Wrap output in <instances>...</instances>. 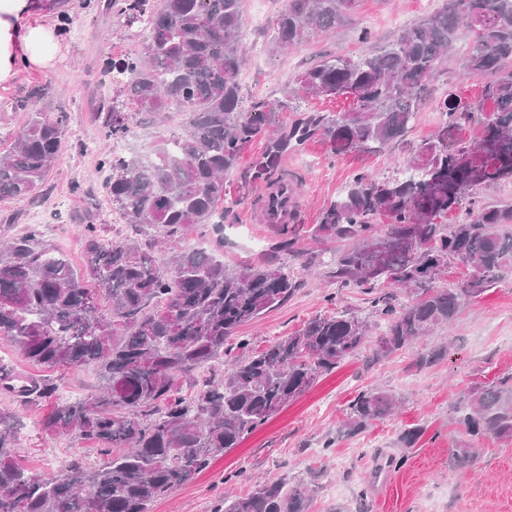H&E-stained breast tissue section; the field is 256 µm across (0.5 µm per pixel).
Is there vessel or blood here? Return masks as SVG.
Here are the masks:
<instances>
[{"label":"vessel or blood","instance_id":"vessel-or-blood-1","mask_svg":"<svg viewBox=\"0 0 512 512\" xmlns=\"http://www.w3.org/2000/svg\"><path fill=\"white\" fill-rule=\"evenodd\" d=\"M269 156L280 175L265 182L262 186L261 204L254 211L253 218L260 224L295 223L304 208V200L296 183L282 173L288 153L282 149H275L270 151Z\"/></svg>","mask_w":512,"mask_h":512}]
</instances>
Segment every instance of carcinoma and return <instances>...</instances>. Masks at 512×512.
<instances>
[{"label": "carcinoma", "instance_id": "cac0c4a2", "mask_svg": "<svg viewBox=\"0 0 512 512\" xmlns=\"http://www.w3.org/2000/svg\"><path fill=\"white\" fill-rule=\"evenodd\" d=\"M66 2L30 0V7L58 15L68 34ZM242 2L125 0L116 10L121 27L137 24L146 39L141 50L103 61L105 76H123L104 139H124L142 114L182 117L180 129L143 159L110 150L99 158L112 210L148 243L128 236L109 242L89 224L82 271L45 240L38 224L0 246V335L36 366L99 368L94 396L57 402L41 431L92 441L102 457L93 468L73 464L49 477L29 474L18 463L19 417L0 411V512H151L154 502L357 355L373 328L385 325L380 355L410 348L512 273V233L498 232L512 226V202L470 207L456 224L437 223L462 208L467 195L512 180V0H445L382 47L321 56L285 91L334 98L356 88L352 111L312 115L306 126L321 132L337 155L383 152L408 133L454 45L474 33L463 67L490 77L485 95L494 110L485 116L477 105L445 98L438 106L443 122L418 147L415 177L356 174L311 230L315 239L357 241L336 255L331 274L343 288L374 293L371 313L314 317L261 350L238 335L298 287L286 262L229 265L184 243L196 226L221 231L224 178L283 107L268 101L243 107ZM359 2L286 0L271 27L272 48L336 30ZM472 121L481 125L478 141L448 144L458 126ZM68 128L63 111L24 121L0 152L1 203L40 188L67 148ZM159 243L171 253L165 265L155 255ZM456 263L470 268L468 280L435 286L442 269ZM396 286L409 289L411 301L397 306L383 292ZM219 362L222 376H201L188 400L174 395L178 377ZM0 387L22 405L57 392L54 380L23 378L2 363ZM396 406L394 394L364 390L337 434L361 432ZM452 421L466 436L448 455L453 469L473 466L476 442L488 435L512 440V375L460 393ZM423 433L404 430L401 452L386 464L405 465ZM313 493L304 481L282 477L258 483L246 496L224 495L214 512H311Z\"/></svg>", "mask_w": 512, "mask_h": 512}]
</instances>
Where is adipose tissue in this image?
Here are the masks:
<instances>
[{"mask_svg": "<svg viewBox=\"0 0 512 512\" xmlns=\"http://www.w3.org/2000/svg\"><path fill=\"white\" fill-rule=\"evenodd\" d=\"M28 0H0V83L19 66L49 67L60 43L53 26L29 19Z\"/></svg>", "mask_w": 512, "mask_h": 512, "instance_id": "obj_1", "label": "adipose tissue"}]
</instances>
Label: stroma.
I'll return each mask as SVG.
<instances>
[{
    "mask_svg": "<svg viewBox=\"0 0 512 512\" xmlns=\"http://www.w3.org/2000/svg\"><path fill=\"white\" fill-rule=\"evenodd\" d=\"M286 0H264L267 24L247 28L246 63L241 75L244 102L283 97V88L322 54L356 55L393 40L401 29L440 8L443 0H361L351 21L336 31L296 47L274 51L269 28ZM71 34L61 36L62 54L49 69L20 67L16 77L0 83V150L9 148L20 124L29 114L52 106L70 116L69 146L50 171L35 199L0 203V229L19 230L26 224L42 225L45 238L74 266L85 261L83 233L95 225L104 238L120 239L127 233L115 221L104 194L105 175L97 166L102 147V117L112 104L116 86L102 73V61L135 51L145 35L138 28L121 29L114 22L112 0L96 7L84 0H69ZM369 41H361L360 30ZM470 46L462 38L454 55L430 83L413 126L400 145L383 153L333 154L325 139L311 135L294 144L288 165L298 180L305 211L298 223L282 228L257 224L248 218L260 184L243 189L247 172L267 149L265 137L249 143L235 172L224 180L225 205L222 234L202 226L189 231L190 244L207 240L212 253L228 264H259L277 256L282 236L292 237L297 251L320 254L314 273L299 272L294 295L254 324L244 326L256 348L295 332L316 315H367L371 293L343 288L330 275L328 262L344 247L343 241L312 242L309 232L322 211L357 173L375 178L405 173L418 146L440 125L438 101L455 94L484 109L493 104L484 96L485 76L464 70L462 60ZM352 106L344 98L292 97L286 111L276 113L275 124L294 126L304 116L334 115ZM377 338L369 336L361 352L333 372L319 377L302 396L273 416L267 424L236 448L216 457L187 484L157 501L153 512H212L226 491L249 494L257 477H296L315 485L312 512H512V442L486 439L475 464L468 469L448 466V454L459 435L451 422L460 393L466 388L512 374V279L473 300L455 319L452 328H440L419 345L387 357L376 353ZM435 352L433 363L417 367L418 356ZM379 387L396 395L400 408L365 431L337 437L336 429L350 402L363 390ZM51 402L18 406L0 392V410L18 411L22 448L20 463L28 472L46 475L50 458H82L94 464L98 455L90 442L67 436H42L39 424ZM421 425L423 437L403 468L393 469L384 493L376 491L380 458L396 454L399 435ZM335 447H326L329 438ZM367 503H360L359 493Z\"/></svg>",
    "mask_w": 512,
    "mask_h": 512,
    "instance_id": "obj_1",
    "label": "stroma"
}]
</instances>
